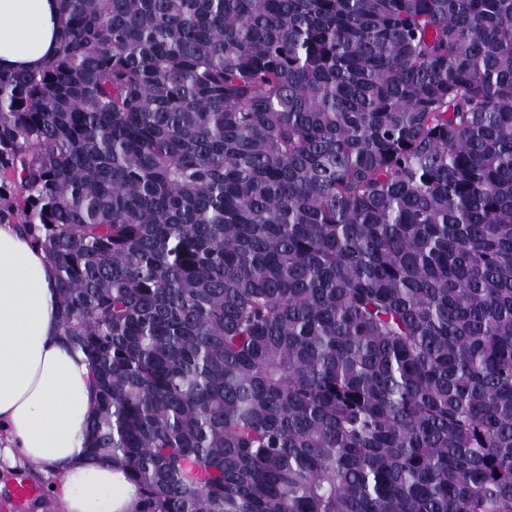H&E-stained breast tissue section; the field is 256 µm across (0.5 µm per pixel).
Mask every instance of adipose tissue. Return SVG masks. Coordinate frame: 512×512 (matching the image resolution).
I'll list each match as a JSON object with an SVG mask.
<instances>
[{"mask_svg": "<svg viewBox=\"0 0 512 512\" xmlns=\"http://www.w3.org/2000/svg\"><path fill=\"white\" fill-rule=\"evenodd\" d=\"M60 34L59 0H0V70L42 69ZM96 399L62 334L52 261L20 225L0 224V473L40 466L58 512H136L125 471L85 456Z\"/></svg>", "mask_w": 512, "mask_h": 512, "instance_id": "adipose-tissue-1", "label": "adipose tissue"}]
</instances>
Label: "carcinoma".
Instances as JSON below:
<instances>
[{
	"mask_svg": "<svg viewBox=\"0 0 512 512\" xmlns=\"http://www.w3.org/2000/svg\"><path fill=\"white\" fill-rule=\"evenodd\" d=\"M0 74L139 512H512V0H60Z\"/></svg>",
	"mask_w": 512,
	"mask_h": 512,
	"instance_id": "cac0c4a2",
	"label": "carcinoma"
}]
</instances>
